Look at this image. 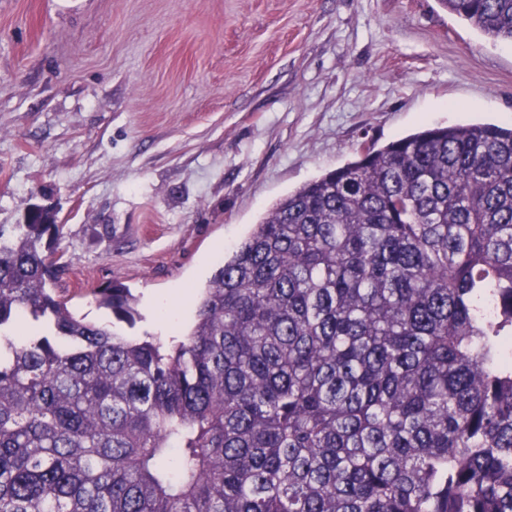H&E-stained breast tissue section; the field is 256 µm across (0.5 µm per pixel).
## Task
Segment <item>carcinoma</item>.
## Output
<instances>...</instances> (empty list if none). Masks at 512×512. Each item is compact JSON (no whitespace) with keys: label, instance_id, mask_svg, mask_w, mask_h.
Returning a JSON list of instances; mask_svg holds the SVG:
<instances>
[{"label":"carcinoma","instance_id":"carcinoma-1","mask_svg":"<svg viewBox=\"0 0 512 512\" xmlns=\"http://www.w3.org/2000/svg\"><path fill=\"white\" fill-rule=\"evenodd\" d=\"M439 3L512 43V0ZM62 229L0 224V512H512V128L360 147L166 345L69 309ZM93 294L135 325L125 285Z\"/></svg>","mask_w":512,"mask_h":512}]
</instances>
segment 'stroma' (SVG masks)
Here are the masks:
<instances>
[{"label":"stroma","mask_w":512,"mask_h":512,"mask_svg":"<svg viewBox=\"0 0 512 512\" xmlns=\"http://www.w3.org/2000/svg\"><path fill=\"white\" fill-rule=\"evenodd\" d=\"M470 122L512 127V44L439 0H0V224L56 204L59 288L105 323L94 288L129 287L124 336L183 332L224 248L361 143Z\"/></svg>","instance_id":"stroma-1"}]
</instances>
